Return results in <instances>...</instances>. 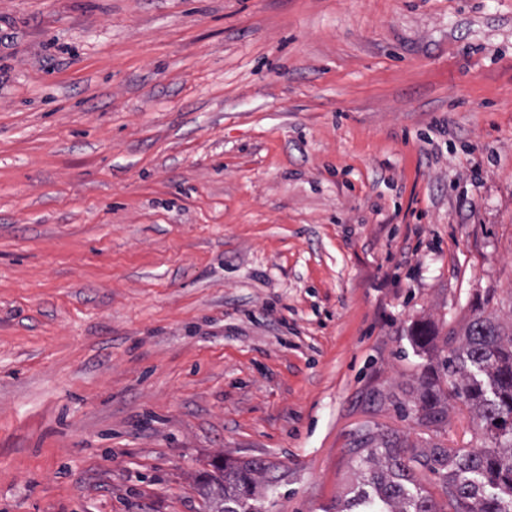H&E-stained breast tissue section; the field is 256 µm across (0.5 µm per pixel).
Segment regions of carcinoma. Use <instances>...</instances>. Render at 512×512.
I'll use <instances>...</instances> for the list:
<instances>
[{
	"label": "carcinoma",
	"instance_id": "obj_1",
	"mask_svg": "<svg viewBox=\"0 0 512 512\" xmlns=\"http://www.w3.org/2000/svg\"><path fill=\"white\" fill-rule=\"evenodd\" d=\"M488 295L472 307L463 332L448 331V354L429 364L418 377L417 420L439 425L458 399L473 415L482 443L454 450L437 445L409 451L389 435L366 433L355 450L367 452L369 476L340 512H512V324L505 326L488 312ZM437 334L428 324L413 333L423 352L437 349ZM423 463L443 473L444 505L414 479ZM203 494L213 512H252L258 485L271 466L262 460L213 463Z\"/></svg>",
	"mask_w": 512,
	"mask_h": 512
}]
</instances>
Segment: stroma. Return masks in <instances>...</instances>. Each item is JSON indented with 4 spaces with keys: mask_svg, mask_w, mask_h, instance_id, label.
I'll return each instance as SVG.
<instances>
[{
    "mask_svg": "<svg viewBox=\"0 0 512 512\" xmlns=\"http://www.w3.org/2000/svg\"><path fill=\"white\" fill-rule=\"evenodd\" d=\"M0 512H336L415 322L512 298V0H0ZM218 476L207 474L203 494L214 512H253L258 485L271 466L262 460L230 461L220 459L212 464Z\"/></svg>",
    "mask_w": 512,
    "mask_h": 512,
    "instance_id": "1",
    "label": "stroma"
}]
</instances>
